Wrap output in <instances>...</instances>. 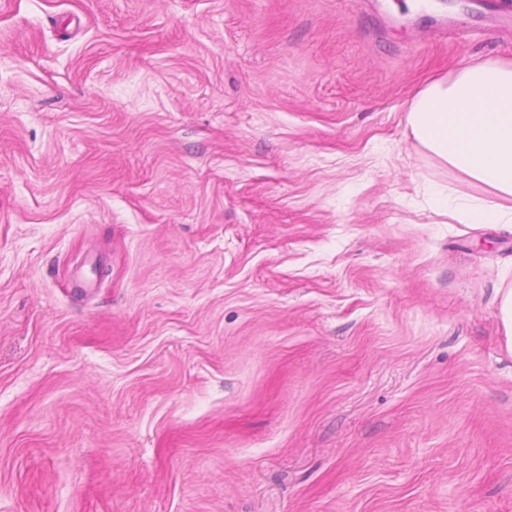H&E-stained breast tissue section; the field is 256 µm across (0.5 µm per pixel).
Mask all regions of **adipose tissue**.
<instances>
[{
    "label": "adipose tissue",
    "mask_w": 512,
    "mask_h": 512,
    "mask_svg": "<svg viewBox=\"0 0 512 512\" xmlns=\"http://www.w3.org/2000/svg\"><path fill=\"white\" fill-rule=\"evenodd\" d=\"M407 122L424 147L494 193L461 204L463 222L512 223V60L477 62L429 84Z\"/></svg>",
    "instance_id": "adipose-tissue-1"
}]
</instances>
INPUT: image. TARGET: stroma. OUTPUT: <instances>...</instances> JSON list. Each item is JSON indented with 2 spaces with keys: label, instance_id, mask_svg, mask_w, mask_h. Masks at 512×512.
I'll return each mask as SVG.
<instances>
[{
  "label": "stroma",
  "instance_id": "35a3bbf8",
  "mask_svg": "<svg viewBox=\"0 0 512 512\" xmlns=\"http://www.w3.org/2000/svg\"><path fill=\"white\" fill-rule=\"evenodd\" d=\"M0 0V512H512V227L418 94L512 0ZM454 213L467 224H510L512 223V206L499 202L470 200L459 206ZM498 320L505 347L512 352V286L498 291Z\"/></svg>",
  "mask_w": 512,
  "mask_h": 512
}]
</instances>
